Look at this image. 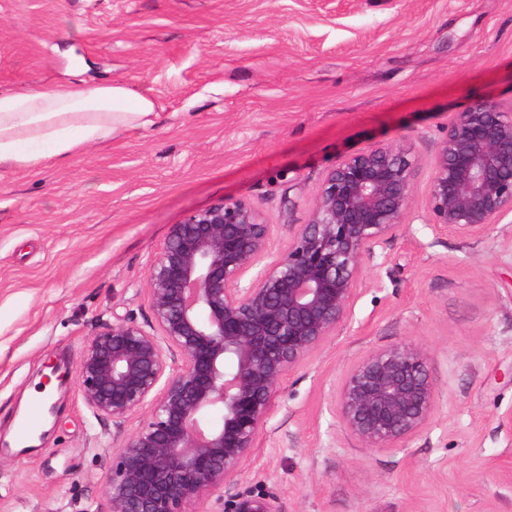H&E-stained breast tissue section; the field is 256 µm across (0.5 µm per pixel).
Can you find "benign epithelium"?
<instances>
[{
  "mask_svg": "<svg viewBox=\"0 0 512 512\" xmlns=\"http://www.w3.org/2000/svg\"><path fill=\"white\" fill-rule=\"evenodd\" d=\"M418 166L401 144L342 158L277 255L274 225L242 199L170 226L148 262L150 324L114 312L75 367L55 366L60 385L76 383L94 417L112 421L106 512H192L237 483L282 382L336 335L365 263L404 226ZM425 209L434 228L474 236L512 215V105L483 100L455 115ZM334 397L365 447H398L438 410L429 352L414 341L372 350ZM145 406L148 420L125 433Z\"/></svg>",
  "mask_w": 512,
  "mask_h": 512,
  "instance_id": "benign-epithelium-1",
  "label": "benign epithelium"
}]
</instances>
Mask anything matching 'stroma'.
<instances>
[{
  "label": "stroma",
  "mask_w": 512,
  "mask_h": 512,
  "mask_svg": "<svg viewBox=\"0 0 512 512\" xmlns=\"http://www.w3.org/2000/svg\"><path fill=\"white\" fill-rule=\"evenodd\" d=\"M120 80L157 126L37 172L0 170V512H101L112 424L74 386L96 319L149 317L170 225L254 203L272 253L307 223L340 157L400 143L420 160L406 224L364 268L348 321L286 376L225 499L272 512H512V215L474 237L427 222L438 145L474 102L512 103V0H0V92ZM430 353L438 411L367 448L334 410L366 352ZM48 387L59 422L14 429Z\"/></svg>",
  "instance_id": "1"
}]
</instances>
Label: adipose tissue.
Wrapping results in <instances>:
<instances>
[{
  "mask_svg": "<svg viewBox=\"0 0 512 512\" xmlns=\"http://www.w3.org/2000/svg\"><path fill=\"white\" fill-rule=\"evenodd\" d=\"M157 103L124 82L35 83L0 94V166L37 171L81 148L155 126Z\"/></svg>",
  "mask_w": 512,
  "mask_h": 512,
  "instance_id": "obj_1",
  "label": "adipose tissue"
}]
</instances>
